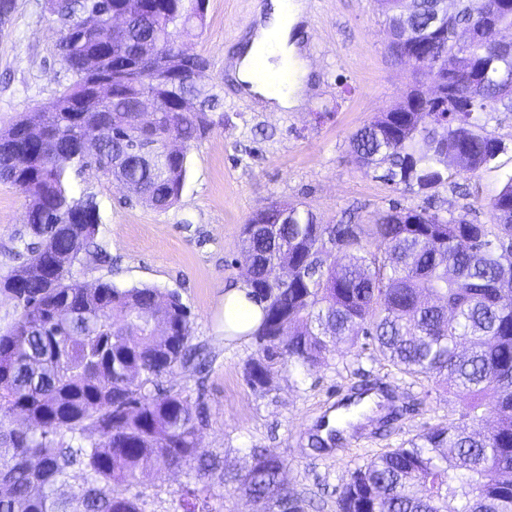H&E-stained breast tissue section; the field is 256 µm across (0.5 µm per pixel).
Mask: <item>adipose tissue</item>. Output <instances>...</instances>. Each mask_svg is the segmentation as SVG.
I'll return each instance as SVG.
<instances>
[{
    "label": "adipose tissue",
    "instance_id": "ef3b65f1",
    "mask_svg": "<svg viewBox=\"0 0 512 512\" xmlns=\"http://www.w3.org/2000/svg\"><path fill=\"white\" fill-rule=\"evenodd\" d=\"M303 11L301 0H271L255 29L241 46L234 62L236 78L245 92L263 97L270 107L288 110L299 105L307 62L291 40V32ZM276 71L290 70L294 80L285 85H268L256 78L257 62ZM251 289L240 283L224 293V334L230 338L251 334L263 317V306L250 296Z\"/></svg>",
    "mask_w": 512,
    "mask_h": 512
}]
</instances>
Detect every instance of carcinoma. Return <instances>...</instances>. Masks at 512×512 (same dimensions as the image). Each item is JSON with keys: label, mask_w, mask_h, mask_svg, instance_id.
Returning <instances> with one entry per match:
<instances>
[{"label": "carcinoma", "mask_w": 512, "mask_h": 512, "mask_svg": "<svg viewBox=\"0 0 512 512\" xmlns=\"http://www.w3.org/2000/svg\"><path fill=\"white\" fill-rule=\"evenodd\" d=\"M149 8L114 34L75 24L58 47L71 83L57 97L0 131V181L27 201V246L42 241L45 262L21 263L0 280L14 296L17 318L0 330V512H142L130 490L144 474L189 466L182 512H215L216 485L249 498L256 512H309L310 502L288 488L286 460L255 448L244 472L198 442L204 402L159 386L158 378L187 365L194 351L188 311L174 292L147 286L88 287L71 268L102 257L96 244L99 208L75 196L69 171L138 187L143 205L166 210L180 198L187 154L210 127L200 112H181L178 100L197 96L212 109L218 95L199 58L198 89L185 82L163 93L130 73L124 93L109 103H73L100 74L90 56L112 64L149 55L158 44L176 45L190 28L187 15L200 0H148ZM461 14L440 21L431 57L412 70L405 98L360 129L351 140L362 168L389 165L388 176L433 188L455 173L491 168L495 148L481 116L512 108V53L475 41L463 51L453 30L492 0H460ZM112 0H71L84 14ZM396 59L411 51L401 31L397 0H378ZM433 0H419L410 26L431 32ZM441 80L446 107L430 122L411 110L422 80ZM157 99L152 128L132 126L142 96ZM154 145L150 158L130 148L132 138ZM255 212L244 225L241 256L263 319L252 332L256 350L244 380L264 392L286 365L306 371L345 342L370 336L401 372L445 383L465 394L461 418L430 425L413 438L356 469L338 492L336 512H512V177L490 199L494 223L463 216L442 218L425 209L394 207L372 224H322L301 202ZM353 237L347 252L327 248ZM288 266V282L269 281L274 265ZM491 396L493 431L476 430L483 399ZM39 431L16 433V415ZM79 482L69 497L59 488L71 469Z\"/></svg>", "instance_id": "obj_1"}]
</instances>
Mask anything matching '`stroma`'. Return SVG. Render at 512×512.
<instances>
[{
	"instance_id": "35a3bbf8",
	"label": "stroma",
	"mask_w": 512,
	"mask_h": 512,
	"mask_svg": "<svg viewBox=\"0 0 512 512\" xmlns=\"http://www.w3.org/2000/svg\"><path fill=\"white\" fill-rule=\"evenodd\" d=\"M298 24L300 53L309 63L302 105L268 110L244 95L230 74L256 22L259 0H208L201 35L178 41L209 62L208 79L223 99L215 125L187 155L179 201L160 211L125 203L123 192L89 174L74 175L75 195L99 205L98 242L110 260L75 266L73 276L94 285L149 286L178 293L192 321V342L207 354L204 370L179 367L162 385L188 398L203 397L207 420L201 447L243 470L261 448L288 463L286 481L315 498L318 512H336V497L351 472L398 447L427 426L458 421L461 394L400 372L368 338L337 344L315 369L284 367L271 390L256 392L243 379L253 339L224 336V290L245 279L240 232L250 216L275 201L308 205L324 223H371L390 207H418L442 217L492 223L488 198L512 177V112L487 118L486 130L505 146L493 169L457 175L420 192L360 168L352 136L407 93L411 67L389 53L387 26L375 0H304ZM60 25L46 0H17L0 32V129L56 96L69 78L57 60ZM27 200L0 182V279L19 264L27 239ZM369 383L387 389L404 413L390 431L363 422L342 443L314 452L309 437L332 406ZM186 468L161 469L143 479V512H181Z\"/></svg>"
}]
</instances>
